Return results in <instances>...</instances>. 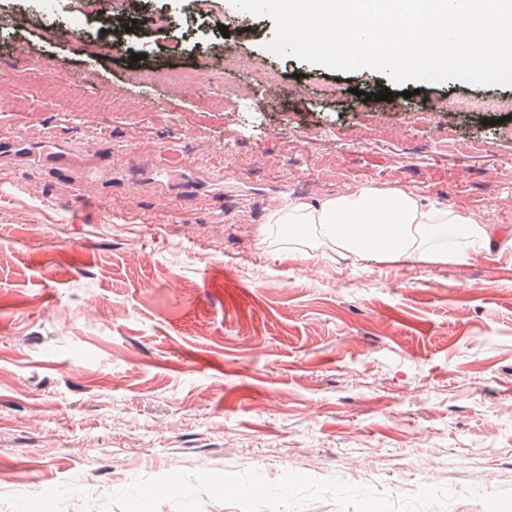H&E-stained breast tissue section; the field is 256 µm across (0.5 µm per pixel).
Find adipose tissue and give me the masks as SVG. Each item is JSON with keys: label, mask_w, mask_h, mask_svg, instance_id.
I'll return each mask as SVG.
<instances>
[{"label": "adipose tissue", "mask_w": 512, "mask_h": 512, "mask_svg": "<svg viewBox=\"0 0 512 512\" xmlns=\"http://www.w3.org/2000/svg\"><path fill=\"white\" fill-rule=\"evenodd\" d=\"M311 228L337 252L364 261L462 263L474 253L512 247V238L501 239L475 215L394 187L360 185L315 204L291 201L269 215L265 232L287 231L289 243L304 246Z\"/></svg>", "instance_id": "obj_1"}]
</instances>
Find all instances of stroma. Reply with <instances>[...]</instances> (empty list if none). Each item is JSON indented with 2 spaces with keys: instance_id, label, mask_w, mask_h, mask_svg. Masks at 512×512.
<instances>
[{
  "instance_id": "35a3bbf8",
  "label": "stroma",
  "mask_w": 512,
  "mask_h": 512,
  "mask_svg": "<svg viewBox=\"0 0 512 512\" xmlns=\"http://www.w3.org/2000/svg\"><path fill=\"white\" fill-rule=\"evenodd\" d=\"M137 9L165 26L117 38L79 0H0V71L22 41L59 78L48 99L0 93V512H103L140 478L252 469L395 499L442 485L455 500L428 512H485L467 489H512V250L304 259L261 230L355 185L512 230V86L280 57L274 20L229 0ZM456 97L509 107L441 109Z\"/></svg>"
}]
</instances>
